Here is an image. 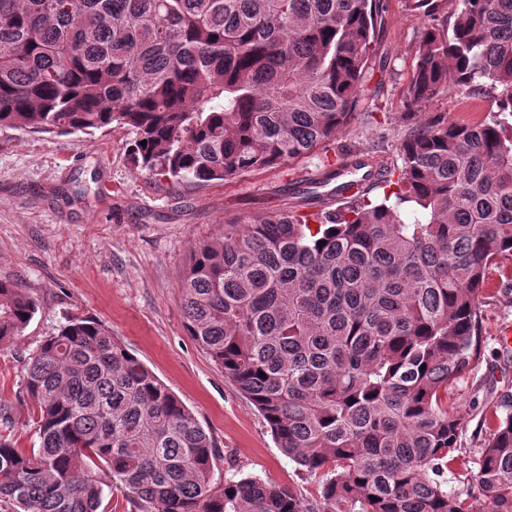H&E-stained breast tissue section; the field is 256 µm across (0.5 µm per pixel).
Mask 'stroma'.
<instances>
[{"instance_id":"stroma-1","label":"stroma","mask_w":512,"mask_h":512,"mask_svg":"<svg viewBox=\"0 0 512 512\" xmlns=\"http://www.w3.org/2000/svg\"><path fill=\"white\" fill-rule=\"evenodd\" d=\"M365 91L334 138L286 164L204 186L177 184L137 169L121 126L89 136L0 130V279L38 302L29 325L0 349V404L7 435L37 447L31 405L22 392L24 361L72 316L108 325L126 347L190 408L220 453L216 479L255 475L316 499L318 483L277 447L264 419L187 335L177 282L192 246L279 210L312 213L298 186L335 172L346 153H365L383 168L400 166L405 130L440 112L469 124L494 109V95L455 91L421 106L406 91L423 26L406 0H380ZM479 369L448 393L464 419L462 456L449 486L466 481L489 437L494 413L512 406V260L489 268Z\"/></svg>"}]
</instances>
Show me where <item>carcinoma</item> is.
Wrapping results in <instances>:
<instances>
[{
    "label": "carcinoma",
    "mask_w": 512,
    "mask_h": 512,
    "mask_svg": "<svg viewBox=\"0 0 512 512\" xmlns=\"http://www.w3.org/2000/svg\"><path fill=\"white\" fill-rule=\"evenodd\" d=\"M445 2L407 0L431 20L408 103L451 82L499 91L496 110L409 127L397 180L377 172L394 203L365 189L316 224H226L180 274L189 336L318 499L216 480L193 412L108 326L73 316L25 360L39 446L0 435V502L98 512L106 473L125 512H512V412L448 487L463 429L448 391L481 362L486 271L512 256V0ZM378 16L377 0H0V129L123 126L134 166L176 183L271 168L348 122ZM37 309L0 280V347Z\"/></svg>",
    "instance_id": "cac0c4a2"
}]
</instances>
